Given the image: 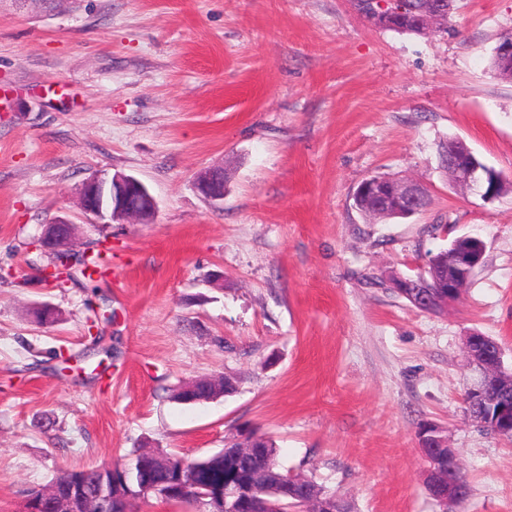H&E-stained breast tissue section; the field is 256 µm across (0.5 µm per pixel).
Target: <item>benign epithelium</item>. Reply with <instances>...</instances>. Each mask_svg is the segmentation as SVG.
Returning <instances> with one entry per match:
<instances>
[{"instance_id":"7a95c632","label":"benign epithelium","mask_w":512,"mask_h":512,"mask_svg":"<svg viewBox=\"0 0 512 512\" xmlns=\"http://www.w3.org/2000/svg\"><path fill=\"white\" fill-rule=\"evenodd\" d=\"M356 10L374 25L384 28L391 21L399 18L405 12L401 0H352ZM446 0H429L421 5L417 12L423 14L428 28H433L438 20L448 15L444 7ZM495 60L503 68L512 67V33L507 32L501 36L495 52ZM448 175L452 181L465 192L480 197L484 201L495 199L502 195L499 190L500 176L493 169L477 164L462 161L448 164ZM197 188L210 202L224 200V189L220 188L214 171L203 169L197 173ZM365 184L378 187L374 210L385 213L394 208H400L404 214H416L427 209L429 196L425 187L410 179H400L384 176L368 178ZM80 204L83 211L97 219L111 222L136 218L143 223L149 222L156 210V202L144 183L132 176L113 174L106 176L96 174L84 181L79 189ZM56 244L55 251L73 263L79 255L73 252L68 241L57 237L56 224L47 225L35 241V246L43 249L46 245ZM483 242L464 251L448 252V280L441 283L439 295L435 301L447 306L448 303L459 298L467 286L468 277L479 265L483 255ZM424 274L404 279L402 287L412 289L410 296L420 308L433 305L430 301L432 295L418 291L423 282ZM465 349L468 356H481L483 362L477 364L480 371L478 382L466 392V402L472 406L471 416L476 423L484 429L497 434L512 433V401L509 400V391L512 390V372H507L501 365V352L490 349L488 337L481 333H471L465 339ZM445 430L436 425L419 429V446L424 448L432 443L440 447L445 446V439L441 434ZM460 470L459 454L457 449L448 448V467L437 472H429L433 476L436 486V500L444 505L448 503L459 504L467 497L466 485L458 478ZM194 487L199 489L198 496L209 500L211 512H245L246 503L235 500L227 503V497L236 495L234 491L224 492L221 502L211 499L210 487L200 479L199 470L192 475ZM65 493L68 501L62 502V508H71L73 512H101L109 507L112 499L119 497L128 503L135 498H143L151 493L164 500L170 499L174 491L167 487V483L152 480L151 473L142 463L129 464L122 472V479L112 484L105 480L96 482L93 494L86 495L75 488H62L52 483L47 489L41 491L40 496L28 499L25 512H41L40 498Z\"/></svg>"}]
</instances>
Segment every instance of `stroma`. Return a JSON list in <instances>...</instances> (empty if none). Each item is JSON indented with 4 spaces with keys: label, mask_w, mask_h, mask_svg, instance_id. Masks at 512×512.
I'll list each match as a JSON object with an SVG mask.
<instances>
[{
    "label": "stroma",
    "mask_w": 512,
    "mask_h": 512,
    "mask_svg": "<svg viewBox=\"0 0 512 512\" xmlns=\"http://www.w3.org/2000/svg\"><path fill=\"white\" fill-rule=\"evenodd\" d=\"M510 31L512 0H456L424 34L352 0H0V512L59 469L141 446L194 460L243 428L352 512H442L424 424L460 452L455 512H512V442L469 418L463 351L476 331L512 367V192L484 201L439 167L460 138L512 182V81L490 65ZM218 167L213 204L195 176ZM96 173L142 180L151 223L86 215ZM374 174L423 184L426 211L365 217ZM57 218L110 248L96 289L44 279L34 241ZM460 235L485 250L458 302L371 285ZM222 375L234 393L172 398Z\"/></svg>",
    "instance_id": "35a3bbf8"
}]
</instances>
